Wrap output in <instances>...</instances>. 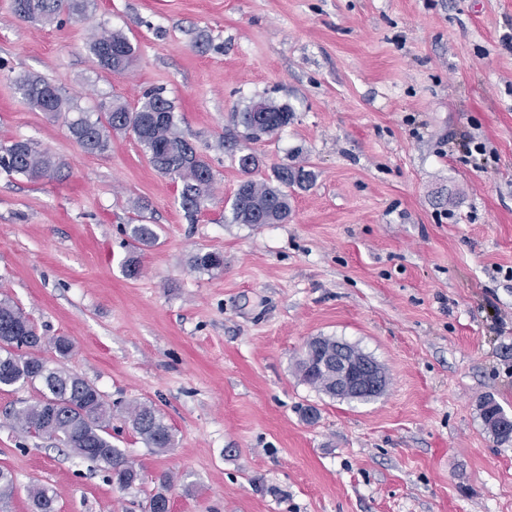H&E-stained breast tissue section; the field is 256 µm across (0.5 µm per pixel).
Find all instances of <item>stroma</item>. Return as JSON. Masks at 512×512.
I'll return each instance as SVG.
<instances>
[{
	"label": "stroma",
	"mask_w": 512,
	"mask_h": 512,
	"mask_svg": "<svg viewBox=\"0 0 512 512\" xmlns=\"http://www.w3.org/2000/svg\"><path fill=\"white\" fill-rule=\"evenodd\" d=\"M100 23L135 46L125 73L94 63ZM21 72L86 110L163 89L212 168L210 199L187 217L180 182L132 134L85 153L66 115L17 93ZM260 100L293 118L252 142L236 114ZM20 139L62 168L0 171V297L69 337L66 368L110 400L155 404L175 445L146 447L114 414V443L147 478L121 491L15 427L5 411L33 387L0 391L16 486L0 512H34L37 481L57 512H143L162 473L178 477L171 512H512V442L480 411L491 398L512 416V0H91L87 18L51 22L0 0V145ZM247 152L260 177L313 174L286 222H233ZM131 224L157 241L134 242ZM208 251L223 267L194 269ZM318 336L376 360L384 394L302 382Z\"/></svg>",
	"instance_id": "obj_1"
}]
</instances>
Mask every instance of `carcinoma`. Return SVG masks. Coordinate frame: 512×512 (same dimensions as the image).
Returning a JSON list of instances; mask_svg holds the SVG:
<instances>
[{"label": "carcinoma", "instance_id": "cac0c4a2", "mask_svg": "<svg viewBox=\"0 0 512 512\" xmlns=\"http://www.w3.org/2000/svg\"><path fill=\"white\" fill-rule=\"evenodd\" d=\"M11 8L15 15L26 20L51 21L63 11L84 15L87 0H11ZM88 50L97 65L111 73L124 72L135 60V47L126 35L105 25L97 27L88 42ZM14 85L35 110L53 117L62 112L72 114L67 120L69 133L90 154L107 152L112 132L132 133L152 165L182 183L181 206L188 215L198 213L211 196L212 170L181 134L174 102L162 90L145 94L135 109L121 103L104 104L101 115L94 118L39 76L20 74L14 78ZM292 118L288 107L266 102L261 103L258 112L251 106L239 113V123L250 141L277 133ZM239 166L247 178L239 184L231 204L233 221L238 224L287 221L291 213L288 189L308 182L310 174L286 166L274 168L271 179H256L253 174L259 162L252 153L241 155ZM0 168L9 174L39 180L53 177L60 163L49 149L17 140L0 147ZM128 234L145 244L157 238L153 224H132ZM223 263L218 252L198 253L193 257V265L199 270L217 269ZM44 342L45 337L30 317L11 299L0 298V390L30 385L39 393L35 401L21 403L8 416L25 433L54 440L95 464L108 473L118 489L125 491L138 485L141 473L135 460L112 442V403L94 384L64 367V361L72 355L73 342L66 336L50 339L56 356L53 365L42 356ZM296 371L304 383L336 396L328 370L309 367L301 358ZM124 414L146 447H174L172 429L153 404H129ZM175 485V476L162 475L148 497L146 512H165ZM29 494L35 512H56V494L50 487L37 482L29 487Z\"/></svg>", "mask_w": 512, "mask_h": 512}]
</instances>
